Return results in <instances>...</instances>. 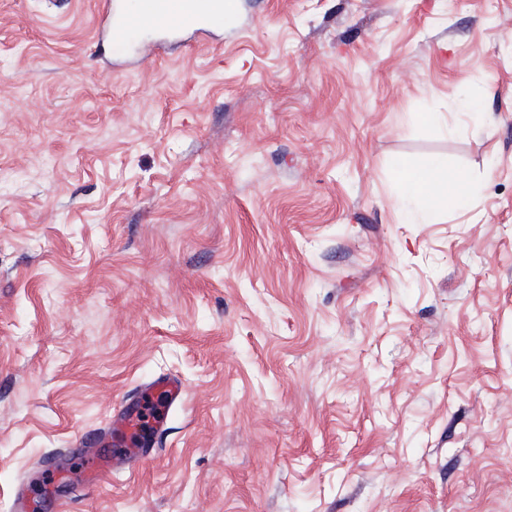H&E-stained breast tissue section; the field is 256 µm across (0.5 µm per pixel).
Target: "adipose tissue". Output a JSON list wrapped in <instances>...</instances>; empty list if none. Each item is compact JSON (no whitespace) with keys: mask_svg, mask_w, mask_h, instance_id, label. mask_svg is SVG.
<instances>
[{"mask_svg":"<svg viewBox=\"0 0 512 512\" xmlns=\"http://www.w3.org/2000/svg\"><path fill=\"white\" fill-rule=\"evenodd\" d=\"M401 193L419 199L429 212L443 209L449 204L464 210L472 201L469 182L449 174L445 163L437 158L428 159L421 167L404 172Z\"/></svg>","mask_w":512,"mask_h":512,"instance_id":"adipose-tissue-1","label":"adipose tissue"}]
</instances>
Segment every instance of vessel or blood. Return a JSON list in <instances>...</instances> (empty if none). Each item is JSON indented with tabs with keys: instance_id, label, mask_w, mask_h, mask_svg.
<instances>
[{
	"instance_id": "1",
	"label": "vessel or blood",
	"mask_w": 512,
	"mask_h": 512,
	"mask_svg": "<svg viewBox=\"0 0 512 512\" xmlns=\"http://www.w3.org/2000/svg\"><path fill=\"white\" fill-rule=\"evenodd\" d=\"M233 8V0H102L100 32L117 53L146 31L172 36L190 31L206 39L223 30Z\"/></svg>"
}]
</instances>
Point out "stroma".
<instances>
[{"label": "stroma", "mask_w": 512, "mask_h": 512, "mask_svg": "<svg viewBox=\"0 0 512 512\" xmlns=\"http://www.w3.org/2000/svg\"><path fill=\"white\" fill-rule=\"evenodd\" d=\"M96 2L0 0V512H512V0H235L131 64ZM431 157L471 209L402 199ZM154 387L162 401L161 414L155 418L159 419L165 415L171 404L182 397L183 388L181 383L169 377H159L155 381Z\"/></svg>", "instance_id": "stroma-1"}]
</instances>
